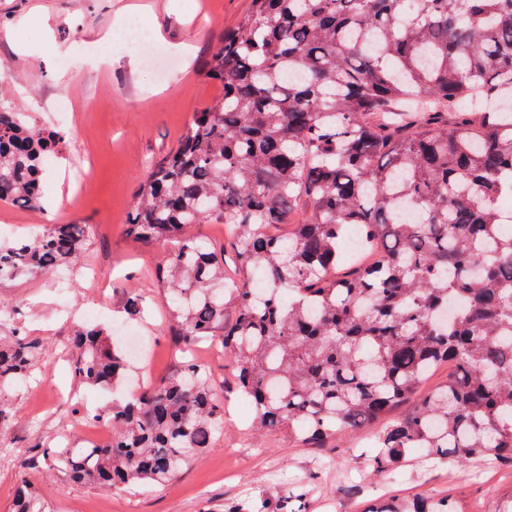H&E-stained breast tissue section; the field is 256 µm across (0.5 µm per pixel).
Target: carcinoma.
<instances>
[{
	"mask_svg": "<svg viewBox=\"0 0 512 512\" xmlns=\"http://www.w3.org/2000/svg\"><path fill=\"white\" fill-rule=\"evenodd\" d=\"M204 72L224 97L194 114L127 217L135 239L174 245L161 272L174 343L219 342L255 423L312 443L380 427L448 362L446 385L381 427L375 470L411 448L512 463V0H250ZM64 142L0 106V202L41 208L44 160ZM194 224L224 225L230 249ZM87 242L84 225L54 224L1 245L0 282L66 270ZM124 311L140 317L142 296ZM73 343L80 382L130 379L108 329ZM37 348L19 329L0 339V386L32 373ZM223 416L191 359L95 411L109 445L43 460L108 490L162 484L215 445ZM15 512L51 509L27 483Z\"/></svg>",
	"mask_w": 512,
	"mask_h": 512,
	"instance_id": "carcinoma-1",
	"label": "carcinoma"
}]
</instances>
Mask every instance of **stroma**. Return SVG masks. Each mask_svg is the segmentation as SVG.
<instances>
[{
    "mask_svg": "<svg viewBox=\"0 0 512 512\" xmlns=\"http://www.w3.org/2000/svg\"><path fill=\"white\" fill-rule=\"evenodd\" d=\"M248 6L249 0H0V78L8 81L0 106L66 134L60 154L45 162L44 209L0 203V243L52 224L66 189L62 173L80 157L93 161L82 208L63 217L90 227L67 297L58 296L47 274L0 284V303L10 305L13 326L39 343L33 377L0 389V406L11 414L0 448L18 451L14 461H0V512H12L15 490L27 479L52 512H365L381 498L429 492L447 494L460 512H499L512 499V467L474 462L451 468L414 448L395 470L378 473L370 431H344L315 448L284 429L257 430L223 352L207 342L192 353L212 374L224 422L215 446L179 474L153 487L107 491L71 482L43 462L42 449L58 444L75 415L112 400L111 391L81 384L73 374L69 341L77 322L67 308L93 307L96 324L138 331L146 354L136 365L152 383L180 370L182 355L170 344L153 275L165 248L135 241L126 217L150 165L175 147L194 112L222 98V86L203 75L201 63ZM130 17L176 55L163 79H156L152 61L123 43ZM75 58L83 59V68L72 67ZM90 264L110 280L104 293L95 290ZM131 290L152 308L145 320L122 314Z\"/></svg>",
    "mask_w": 512,
    "mask_h": 512,
    "instance_id": "1",
    "label": "stroma"
}]
</instances>
